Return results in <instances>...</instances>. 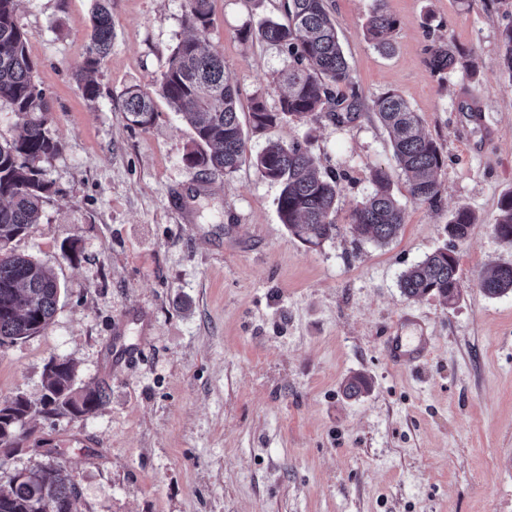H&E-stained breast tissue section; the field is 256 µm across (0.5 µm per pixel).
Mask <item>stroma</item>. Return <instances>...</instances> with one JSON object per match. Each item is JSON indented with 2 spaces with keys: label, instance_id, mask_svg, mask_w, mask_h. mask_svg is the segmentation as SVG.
<instances>
[{
  "label": "stroma",
  "instance_id": "stroma-1",
  "mask_svg": "<svg viewBox=\"0 0 512 512\" xmlns=\"http://www.w3.org/2000/svg\"><path fill=\"white\" fill-rule=\"evenodd\" d=\"M365 101L395 90L440 145L437 202L414 200L386 131L368 112L248 130L233 174L185 155L191 131L164 99L127 125L122 95L157 90L190 34L186 0H112V51L87 99L72 76L91 32L92 0H21L18 26L46 90L59 153L40 224L12 247L52 271L57 311L40 333L0 347V401H39L44 367L72 361L106 402L80 419L36 416L25 449L0 460V484L43 460L66 467L81 512H512V292L482 276L512 263L493 226L512 191V75L501 33L512 0H326ZM394 16L393 49L364 35L376 4ZM278 0H211L210 48L241 90L276 109L287 59L245 28ZM463 50L467 68L436 74L428 46ZM477 103L482 124L462 107ZM308 141L323 170L344 173L337 231L311 248L276 211L278 184L253 164L267 141ZM389 171L404 223L380 246L352 230ZM475 216L456 247L461 295L409 299L406 269L448 244L458 208ZM425 332L429 356L396 366L388 339ZM365 376L368 393L343 384ZM483 293L495 298L512 291V265H498L480 282Z\"/></svg>",
  "mask_w": 512,
  "mask_h": 512
}]
</instances>
